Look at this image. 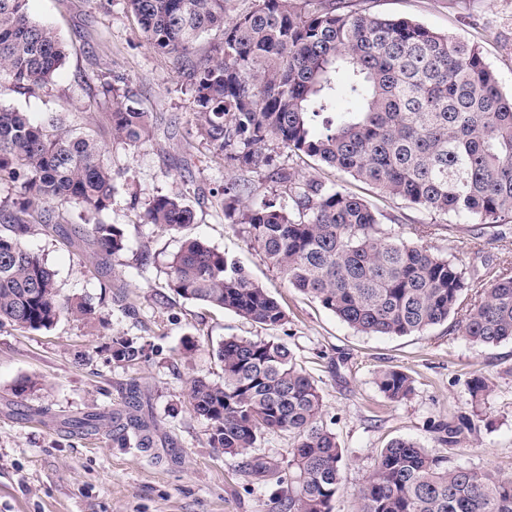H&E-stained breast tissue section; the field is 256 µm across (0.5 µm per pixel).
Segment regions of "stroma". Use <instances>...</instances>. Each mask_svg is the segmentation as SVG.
<instances>
[{
  "label": "stroma",
  "mask_w": 512,
  "mask_h": 512,
  "mask_svg": "<svg viewBox=\"0 0 512 512\" xmlns=\"http://www.w3.org/2000/svg\"><path fill=\"white\" fill-rule=\"evenodd\" d=\"M352 9L415 20L431 30L479 45L504 94H512V0H349ZM32 19L54 29L66 59L53 82L28 93L8 91L0 106L35 120L55 115L92 128L106 148L115 191L103 221L120 227L119 258L98 255L81 234L80 211L55 207V230L25 242L56 273L61 296H83L96 313L62 316L47 331L0 326V512H279L274 483L257 482L246 459L209 444V427L188 401L194 377L221 376L216 349L224 338L247 336L286 344L323 396V422L347 461L335 512H356L357 493L377 452L395 438H414L437 457L512 476V341L470 343L452 323L407 336H363L307 298L267 265L224 217L228 166L199 137L193 96L172 57L149 48L125 0H29ZM122 78L151 121L148 142L133 147L113 137V98L103 95L104 72ZM275 164L299 179L317 178L361 196L388 232L409 236L429 225L423 242L455 251L478 271L512 273V230L483 250L469 243L470 227L435 216L306 156L266 146ZM183 192L195 212L185 234L165 233L139 219L153 197ZM224 251L282 305L286 320L268 328L217 311L168 288V263L183 236ZM145 347L136 366L112 358V339ZM193 351H185L187 341ZM396 367L414 379L407 399L392 402L375 373ZM489 378L479 429L457 449L437 440L434 423L470 411L472 378ZM37 384L17 393L23 377ZM137 406L154 427L153 453L124 448L111 433L81 435L70 419Z\"/></svg>",
  "instance_id": "stroma-1"
}]
</instances>
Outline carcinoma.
Returning <instances> with one entry per match:
<instances>
[{
	"label": "carcinoma",
	"mask_w": 512,
	"mask_h": 512,
	"mask_svg": "<svg viewBox=\"0 0 512 512\" xmlns=\"http://www.w3.org/2000/svg\"><path fill=\"white\" fill-rule=\"evenodd\" d=\"M28 0H0V94L51 84L65 48L31 19ZM149 46L173 56L197 107V133L240 170L267 169L289 186L284 204L252 200L251 187L224 190V217L267 264L354 331L404 336L455 320L469 342L512 341V276L501 272L468 296L469 277L452 254L381 228L369 203L319 179L297 180L264 153L278 141L401 198L426 212L452 215L474 239L512 222V95L502 93L479 48L421 23L355 12L344 0H126ZM220 41L196 53L201 36ZM132 97L111 113L112 135L136 147L150 136L148 113ZM0 180L18 182L24 201L0 214V324L51 329L63 315L87 318L84 297H61L55 273L25 245L36 224L50 223L44 204L76 205L97 252L125 249L122 230L97 216L114 191L112 164L89 131L51 115L0 108ZM40 209L38 223L24 218ZM195 222L184 194L158 195L144 223L180 231ZM180 297L232 311L266 327L286 314L266 288L224 252L186 238L170 263ZM218 380L193 378L192 411L209 426V442L232 457L249 454L266 432H286L288 476L260 458L250 474L277 478L281 512H334L346 455L324 426L323 398L292 351L274 340L231 336L216 351ZM144 345L112 338V359L127 365ZM375 383L392 402L414 391L410 375L381 369ZM480 415L461 413L434 426L458 446ZM81 434L110 429L130 448L153 447L150 427L135 416L99 413L71 420ZM357 512H512V477L446 465L415 439L380 449L358 493Z\"/></svg>",
	"instance_id": "cac0c4a2"
}]
</instances>
